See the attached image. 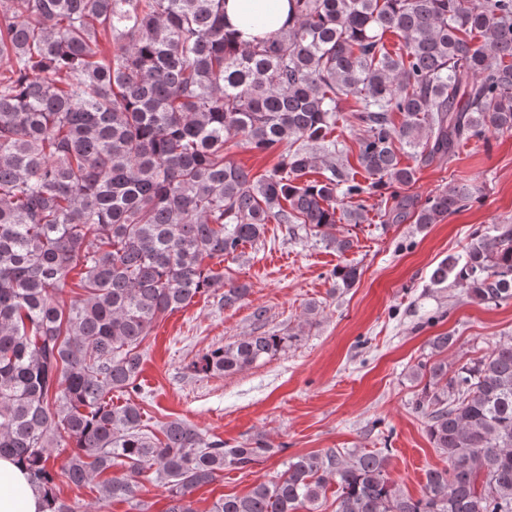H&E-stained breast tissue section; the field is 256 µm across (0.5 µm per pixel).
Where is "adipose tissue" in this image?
I'll return each mask as SVG.
<instances>
[{
    "label": "adipose tissue",
    "instance_id": "adipose-tissue-1",
    "mask_svg": "<svg viewBox=\"0 0 512 512\" xmlns=\"http://www.w3.org/2000/svg\"><path fill=\"white\" fill-rule=\"evenodd\" d=\"M288 0H226L225 22L240 43L281 29L288 20ZM0 512H44L40 493L13 458H0Z\"/></svg>",
    "mask_w": 512,
    "mask_h": 512
}]
</instances>
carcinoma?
<instances>
[{
	"label": "carcinoma",
	"instance_id": "obj_1",
	"mask_svg": "<svg viewBox=\"0 0 512 512\" xmlns=\"http://www.w3.org/2000/svg\"><path fill=\"white\" fill-rule=\"evenodd\" d=\"M224 4L0 0V456L24 466L48 512H81L59 483L112 469L101 499L131 500L154 465L166 512H197L194 489L273 452L261 438L228 448L180 420L148 435L134 400L112 404L138 392L154 324L199 295L244 300L247 285L203 262L264 245L268 224H362L371 192L392 201L386 224L442 221L477 189L420 202L402 193L417 170L512 133V0H289L284 27L245 45L224 31ZM388 32L403 53L386 50ZM348 99L366 184L328 138ZM234 138L278 162L251 174L224 155ZM318 168L323 179H307ZM76 269L83 294L65 304ZM332 276L338 288L359 280L353 265ZM450 277L485 305L512 300V224L475 230L431 281ZM291 341L240 336L193 367L237 373ZM453 343L433 337L412 372L415 409L448 459L421 496L396 487L381 453L329 449L210 512H319L330 475L336 512H512V337L450 372L440 355ZM56 448L71 449L59 467Z\"/></svg>",
	"mask_w": 512,
	"mask_h": 512
}]
</instances>
